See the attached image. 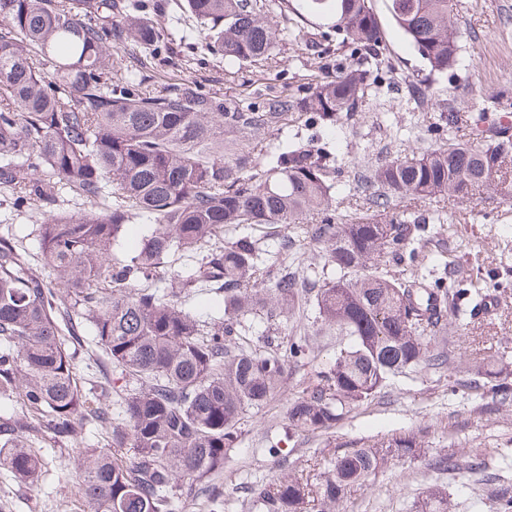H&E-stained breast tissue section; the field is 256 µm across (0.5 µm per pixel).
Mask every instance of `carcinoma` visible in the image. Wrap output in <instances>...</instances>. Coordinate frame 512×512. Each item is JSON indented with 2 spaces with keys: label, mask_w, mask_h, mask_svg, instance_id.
Instances as JSON below:
<instances>
[{
  "label": "carcinoma",
  "mask_w": 512,
  "mask_h": 512,
  "mask_svg": "<svg viewBox=\"0 0 512 512\" xmlns=\"http://www.w3.org/2000/svg\"><path fill=\"white\" fill-rule=\"evenodd\" d=\"M140 0H0V185L8 208L41 213L40 264L55 287L34 271L10 237L0 238V397L22 416L0 420V466L35 483L50 462L25 443L45 428L76 439L84 425L109 428L112 450L89 448L80 465L83 512H171L178 481L202 482L224 471L248 412L281 391L286 366L311 357L307 339L260 351L243 317L293 311L310 293L313 322L348 339L290 401L292 433H328L405 371L448 367V288L437 265L422 267L423 247L448 225L433 209L409 212L405 200L472 199L512 178L500 151L507 141L455 138L446 147L385 162L361 187L378 218L341 223L329 205L336 153L298 137L272 143L261 135L296 113L330 136L353 119L377 71L381 26L370 0H301L310 16L334 19L332 29L352 46V61L334 75L266 100L259 112H226L224 98L193 81L157 87L128 76L112 84L118 46H130L145 67L184 52ZM458 0H389L393 23L425 61L428 76L448 74L462 48L454 26ZM202 35L200 49L229 65L256 63L276 44V31L252 0H183ZM52 68L46 77L42 66ZM146 232L121 259L112 251L124 226ZM304 224L322 246L300 274L269 243L265 226ZM195 259L190 274H171L170 258ZM399 268L391 276L386 267ZM260 272L266 287L250 289ZM170 282L162 292L156 284ZM453 295L473 315L493 278L475 276ZM208 286L224 318L206 325L185 307L193 289ZM80 306L96 343L112 361L117 416L81 386L61 335L62 297ZM477 373L487 380L484 408L512 404V384L495 362ZM429 447L424 429L338 448L324 461L317 489L287 475L252 490L258 512H337L354 488L393 460H415ZM437 473L462 469L447 451L428 457ZM493 512H512V482L485 480ZM415 512H456L448 491L432 487Z\"/></svg>",
  "instance_id": "1"
}]
</instances>
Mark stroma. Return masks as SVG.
Segmentation results:
<instances>
[{
    "label": "stroma",
    "mask_w": 512,
    "mask_h": 512,
    "mask_svg": "<svg viewBox=\"0 0 512 512\" xmlns=\"http://www.w3.org/2000/svg\"><path fill=\"white\" fill-rule=\"evenodd\" d=\"M262 16L274 27L277 40L268 59L252 65H228L188 53L144 69L145 77L180 74L208 92L224 98L229 111L246 112L267 98L303 90L318 71L335 67L348 57L333 29L314 18L292 19L298 0L279 8L274 0H256ZM381 29V84L372 85L361 112L335 133L341 168L332 194L336 219L368 215L359 191L362 176L378 164L446 145L447 129H434L439 114H467L470 123L489 125L512 110V0H460L457 27L462 51L447 76L427 81L428 70L419 54L394 25L386 0H372ZM456 236L436 237L429 254L444 253L459 270L489 272L500 282L502 302L491 315L465 322L449 321L452 362H476L479 357L503 354L504 381L512 383V200L499 191L484 192L479 201L448 203ZM309 363L287 367L283 387L275 400L252 410L241 426L238 447L217 476L224 486L221 512H255L251 491L296 472L317 482L321 463L335 447L428 428L430 452L448 449L460 455L483 454L491 469L503 457L512 458V405L481 411L474 390L448 393L447 376L418 371L394 377L384 397L365 405L328 434L296 436L282 443L283 458L267 452L268 439L287 423L289 402L312 381L317 370L336 355L337 340L311 327ZM81 384L94 394H111L112 367L92 338L75 347ZM33 447L52 461L37 485L14 479L0 469V512H82L77 473L81 448H108L109 434L88 428L81 440L60 439L49 432L30 437ZM482 475L461 470L438 474L424 460L394 461L371 477L365 487L352 489L339 512H414V502L434 486L448 489L458 512H491L480 503Z\"/></svg>",
    "instance_id": "35a3bbf8"
}]
</instances>
